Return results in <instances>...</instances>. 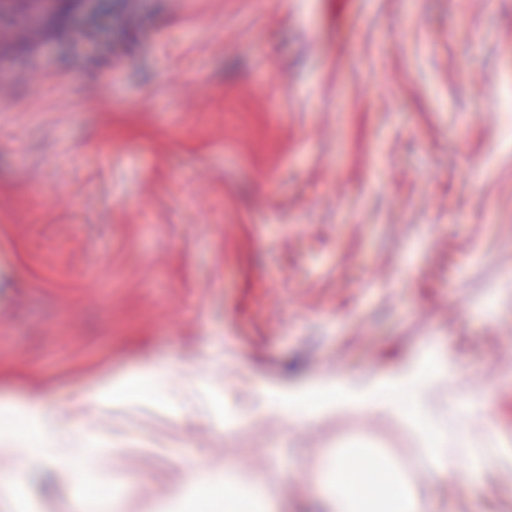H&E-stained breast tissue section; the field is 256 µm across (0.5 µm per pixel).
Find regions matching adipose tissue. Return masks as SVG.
Wrapping results in <instances>:
<instances>
[{"label": "adipose tissue", "mask_w": 512, "mask_h": 512, "mask_svg": "<svg viewBox=\"0 0 512 512\" xmlns=\"http://www.w3.org/2000/svg\"><path fill=\"white\" fill-rule=\"evenodd\" d=\"M165 365L146 363L131 374L102 386L97 397L139 399L150 395L166 373ZM442 366L413 365L385 379L356 383L348 379H317L295 390L263 389L262 394L271 412L287 414L289 420L317 418L340 410L382 412L401 418L420 433L424 453L432 472L448 486H464L461 461H468L471 472L480 473L490 468L493 458L479 448L468 447L466 439L448 440L449 417L465 418L482 409L481 402L470 401L453 408H433L429 392L434 376ZM22 420L32 435V443L18 466L0 472V486L13 490L22 502L23 512H39V502L31 491L32 478L47 474L53 480L70 486L73 512H92L94 504L86 488L78 481L82 469L96 466L108 454L107 449L89 441L69 443L62 428L63 415L44 404L41 393L19 400L0 401V438L11 439L14 420ZM341 458H333L330 474L316 487V496L324 512H432L427 497L405 488L400 479V466L386 464L394 491L384 497L370 492L358 499L336 492L340 482ZM203 487L223 490L228 512H277L278 503L271 495L268 478L255 479L247 489L236 486L231 469H216L187 474L184 483L169 491L156 502L154 512H193L198 506V491Z\"/></svg>", "instance_id": "ef3b65f1"}]
</instances>
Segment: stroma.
Listing matches in <instances>:
<instances>
[{
    "label": "stroma",
    "mask_w": 512,
    "mask_h": 512,
    "mask_svg": "<svg viewBox=\"0 0 512 512\" xmlns=\"http://www.w3.org/2000/svg\"><path fill=\"white\" fill-rule=\"evenodd\" d=\"M1 27L0 399L171 365L89 433L126 451L84 476L101 512H153L179 460L274 459L314 512L350 448L438 512H512V471L449 488L401 419L254 393L434 351L473 442L512 449V0H10Z\"/></svg>",
    "instance_id": "35a3bbf8"
}]
</instances>
